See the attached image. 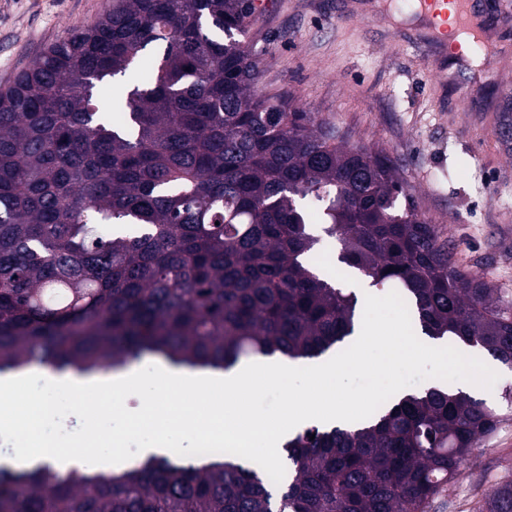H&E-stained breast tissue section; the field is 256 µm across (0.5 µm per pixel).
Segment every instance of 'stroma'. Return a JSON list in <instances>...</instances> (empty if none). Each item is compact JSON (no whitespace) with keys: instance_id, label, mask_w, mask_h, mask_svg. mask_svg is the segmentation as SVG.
I'll use <instances>...</instances> for the list:
<instances>
[{"instance_id":"35a3bbf8","label":"stroma","mask_w":512,"mask_h":512,"mask_svg":"<svg viewBox=\"0 0 512 512\" xmlns=\"http://www.w3.org/2000/svg\"><path fill=\"white\" fill-rule=\"evenodd\" d=\"M491 34L499 53L490 76L456 68L435 80L429 45L388 12L365 23L357 0H266L253 11L249 40L259 61L257 89L285 95L338 129L354 146L394 157L408 192L435 224L457 268L512 299V8L493 0ZM106 0H0V85L67 29L97 20ZM481 395L499 422L429 512H480L486 497L512 480V369Z\"/></svg>"}]
</instances>
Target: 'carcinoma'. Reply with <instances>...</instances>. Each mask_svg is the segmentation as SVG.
<instances>
[{"instance_id":"cac0c4a2","label":"carcinoma","mask_w":512,"mask_h":512,"mask_svg":"<svg viewBox=\"0 0 512 512\" xmlns=\"http://www.w3.org/2000/svg\"><path fill=\"white\" fill-rule=\"evenodd\" d=\"M251 9L108 0L0 87V374L326 354L358 329V297L310 264L312 209L337 262L392 287L414 328L512 363V301L455 268L395 161L258 92ZM148 54L112 123L102 83ZM497 423L435 385L298 432L278 484L227 453L95 473L0 464V512H427ZM481 512H512V480Z\"/></svg>"}]
</instances>
